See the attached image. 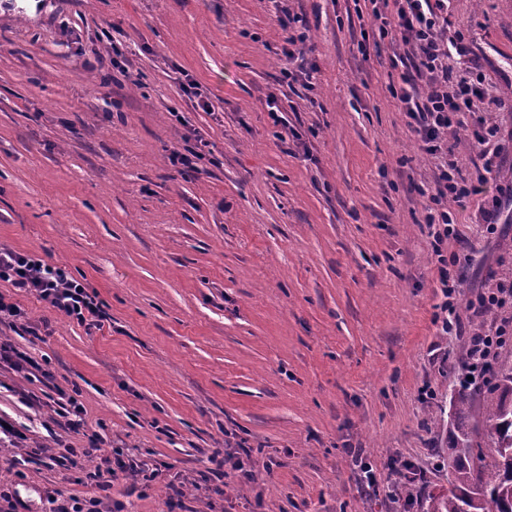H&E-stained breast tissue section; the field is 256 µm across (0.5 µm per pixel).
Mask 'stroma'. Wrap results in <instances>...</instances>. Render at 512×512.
<instances>
[{"mask_svg": "<svg viewBox=\"0 0 512 512\" xmlns=\"http://www.w3.org/2000/svg\"><path fill=\"white\" fill-rule=\"evenodd\" d=\"M284 3L308 29L309 90L281 80ZM448 35L456 70L480 58L506 161L438 247L419 193L434 161L389 93L393 48L361 46L378 37L369 0H0V244L67 263L106 315L89 330L0 283L39 328L5 320L0 338L52 374L0 364V418L23 434L0 447V482L19 512L93 494L40 454L85 445L52 409L75 387L103 455L164 473L141 496L113 478L105 501L124 512H397L386 493L407 472L447 488L438 454L467 336L500 318L468 303L512 280V0H451ZM194 135L209 152L184 175L169 157ZM441 254L466 270L463 336L433 323ZM236 444L252 482L228 467L223 494L200 487L207 456ZM350 446L377 493L361 492Z\"/></svg>", "mask_w": 512, "mask_h": 512, "instance_id": "35a3bbf8", "label": "stroma"}]
</instances>
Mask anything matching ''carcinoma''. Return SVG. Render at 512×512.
<instances>
[{
  "instance_id": "obj_1",
  "label": "carcinoma",
  "mask_w": 512,
  "mask_h": 512,
  "mask_svg": "<svg viewBox=\"0 0 512 512\" xmlns=\"http://www.w3.org/2000/svg\"><path fill=\"white\" fill-rule=\"evenodd\" d=\"M483 400L481 419L466 417L471 394L451 393L454 419L452 441L446 449L448 490L427 494L426 512H512V364L492 369L491 380L478 389ZM491 438L486 447L485 438ZM419 493L414 481L387 494L406 506Z\"/></svg>"
}]
</instances>
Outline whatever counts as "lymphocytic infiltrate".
<instances>
[{
    "mask_svg": "<svg viewBox=\"0 0 512 512\" xmlns=\"http://www.w3.org/2000/svg\"><path fill=\"white\" fill-rule=\"evenodd\" d=\"M371 16L380 38L402 45L403 51L391 60L400 72L390 83L389 92L408 117V126L420 149L435 161L430 203L425 222L432 231L435 244L455 236L452 206L479 195L490 174L498 172L505 161L497 142L498 129L479 116L488 89L480 62H473L466 75L454 73L448 65L451 55L448 38V0H369ZM278 21L288 37L282 50L287 65L282 73L286 81L296 80V65L305 59L307 34L298 14L281 7ZM474 114L469 131L477 148L480 167L476 175L464 174L450 156L456 147L455 133L465 114ZM438 281L444 300L434 318L442 335L459 336L463 326L456 314L455 301L462 282L461 275L448 271L445 256L437 258ZM0 282L36 294L64 317L86 328L100 327L103 313L84 284L74 279L67 264H49L30 253L7 246L0 247ZM512 342V316L503 317L494 329L470 336L467 361L459 381H481L488 374L500 348ZM125 473L152 482L158 470H147L123 450L86 470L83 482L97 488L95 496L69 498L53 512H105L102 491L108 490L117 474Z\"/></svg>",
    "mask_w": 512,
    "mask_h": 512,
    "instance_id": "f902f5d3",
    "label": "lymphocytic infiltrate"
}]
</instances>
